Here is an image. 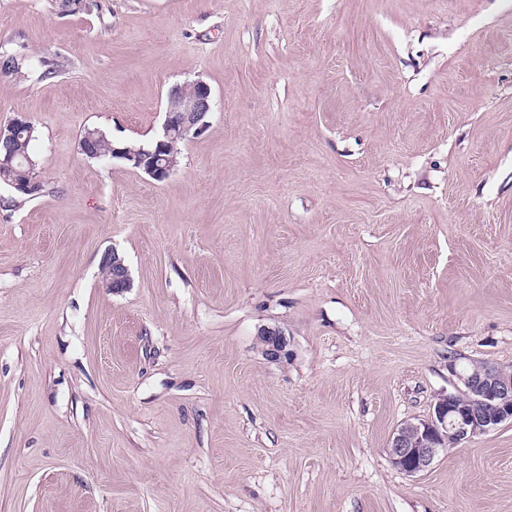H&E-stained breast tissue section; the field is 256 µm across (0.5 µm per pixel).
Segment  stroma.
<instances>
[{"label":"stroma","mask_w":512,"mask_h":512,"mask_svg":"<svg viewBox=\"0 0 512 512\" xmlns=\"http://www.w3.org/2000/svg\"><path fill=\"white\" fill-rule=\"evenodd\" d=\"M0 51L64 64L0 75L47 186L0 185V512H512L510 421L388 454L512 367V0H0ZM196 79L166 180L81 153ZM106 270V288H111L112 292H122L131 286V278L129 269L124 259L112 249L110 255L105 262ZM259 342L264 347L265 356L271 361H278L285 354L287 342L279 332L263 329L258 336ZM488 364H473L468 372L459 374L462 386L438 395L427 420L404 422L396 429L389 455L397 468L408 476L418 475L431 467L440 452L454 447L449 432L461 443L512 421V376L496 364L478 375L471 374ZM464 394L476 397L482 409L463 410L458 401Z\"/></svg>","instance_id":"obj_1"}]
</instances>
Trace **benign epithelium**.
Here are the masks:
<instances>
[{"label": "benign epithelium", "instance_id": "obj_1", "mask_svg": "<svg viewBox=\"0 0 512 512\" xmlns=\"http://www.w3.org/2000/svg\"><path fill=\"white\" fill-rule=\"evenodd\" d=\"M213 96L210 86L202 80L176 84L168 92V106L155 149L131 152L126 148L112 147V157L122 158L132 167L143 171L154 180L168 178L175 163L161 165L158 159L178 139L200 136L208 126ZM29 129L24 117H17L5 126H0V147H5L0 157V170L13 168V162L21 157L27 162L26 181L4 178L7 186L31 192L39 183L37 171L29 156L18 149L21 131ZM106 287L122 292L131 287L129 269L117 252H112L105 262ZM265 356L277 361L285 354L287 342L280 333L263 329L258 336ZM461 386L448 394H440L428 419L417 423L404 422L393 433L389 447L392 463L408 476L428 470L438 455L447 450L448 435L462 442L481 435L510 420L512 421V376L493 364L482 373L469 372L458 375ZM470 395L482 404L480 410L466 411L459 404L462 395Z\"/></svg>", "mask_w": 512, "mask_h": 512}]
</instances>
